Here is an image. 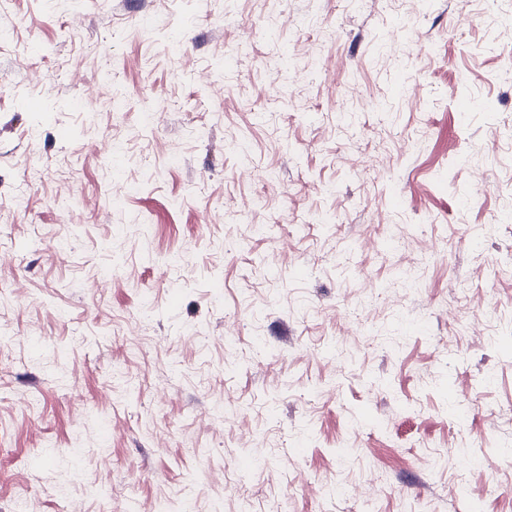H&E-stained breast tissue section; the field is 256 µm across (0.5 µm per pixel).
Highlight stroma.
Returning <instances> with one entry per match:
<instances>
[{
  "label": "stroma",
  "instance_id": "obj_1",
  "mask_svg": "<svg viewBox=\"0 0 512 512\" xmlns=\"http://www.w3.org/2000/svg\"><path fill=\"white\" fill-rule=\"evenodd\" d=\"M0 512H512V0H0Z\"/></svg>",
  "mask_w": 512,
  "mask_h": 512
}]
</instances>
